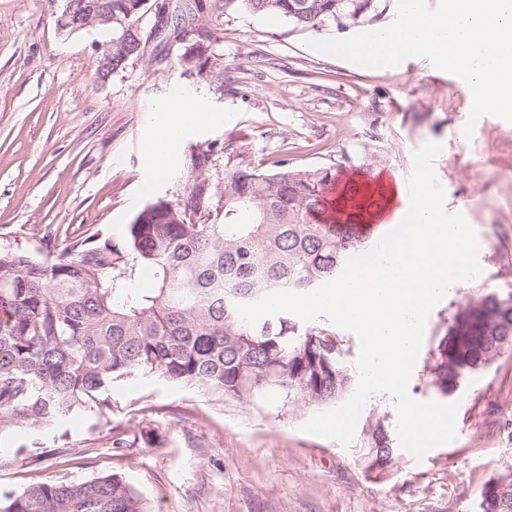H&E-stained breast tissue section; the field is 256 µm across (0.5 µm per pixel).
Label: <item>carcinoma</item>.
<instances>
[{
	"label": "carcinoma",
	"instance_id": "carcinoma-1",
	"mask_svg": "<svg viewBox=\"0 0 512 512\" xmlns=\"http://www.w3.org/2000/svg\"><path fill=\"white\" fill-rule=\"evenodd\" d=\"M141 0H112V15L141 18ZM378 0H224V10L283 18L300 29L335 25L336 15H366ZM136 32L112 47V72L136 56ZM336 171L316 168L232 172L224 183V223L189 224L201 195L168 208L146 204L120 235L100 230L73 238L38 258L0 252V441L18 432L26 442L0 446V470L61 458L68 449L51 435L70 414L112 417V382L132 374L248 400L275 393L332 405L350 377L339 339L327 327L301 331L282 313L256 315L273 297L312 294L344 276L350 259L378 244L347 220H318ZM246 211L252 222L241 224ZM152 286L140 288L143 273ZM478 305L487 317L465 335L452 327L437 346L434 383L446 394L458 370L485 367L512 344V292ZM154 441V431L112 428L121 452ZM376 459L392 448L377 425ZM0 512H147L119 474L81 481L39 482L0 498Z\"/></svg>",
	"mask_w": 512,
	"mask_h": 512
}]
</instances>
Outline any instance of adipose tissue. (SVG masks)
Masks as SVG:
<instances>
[{"label": "adipose tissue", "mask_w": 512, "mask_h": 512, "mask_svg": "<svg viewBox=\"0 0 512 512\" xmlns=\"http://www.w3.org/2000/svg\"><path fill=\"white\" fill-rule=\"evenodd\" d=\"M384 199L400 203L409 214L408 234L326 294L299 299L296 307L305 313L336 310L362 330L368 343L367 386L397 391L404 382L401 364L415 350L421 315L444 290L469 276L470 236L466 225L439 222L433 198L408 199L401 183L387 185Z\"/></svg>", "instance_id": "1"}]
</instances>
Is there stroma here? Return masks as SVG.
Segmentation results:
<instances>
[{
	"label": "stroma",
	"mask_w": 512,
	"mask_h": 512,
	"mask_svg": "<svg viewBox=\"0 0 512 512\" xmlns=\"http://www.w3.org/2000/svg\"><path fill=\"white\" fill-rule=\"evenodd\" d=\"M166 3L170 15H190L194 35L182 41L165 30L101 82L96 47L109 32L65 37L55 23L59 0H0V251L37 255L87 230L116 233L149 201L195 193L203 200L188 221L223 223L224 182L239 168L330 167L343 179L406 182L425 157L440 218L459 215L469 226L474 277L422 315L400 391L364 385L362 330L284 298L281 311L300 326L335 331L351 376L343 400L240 402L155 374L131 376L112 385V421L154 428L153 444L113 452L104 423L77 412L57 429L74 445L70 460L0 471V494L118 473L148 512H480L483 485L512 471V346L447 394L432 369L440 337L465 307L512 291V122L487 115L464 136L471 103L427 59L377 71L307 47L392 23L397 0L319 31L211 2L196 15L193 0ZM188 51L196 54L189 67L181 61ZM188 96L207 121L186 125L171 156L152 160L166 124L154 107ZM413 408L441 413L443 437L407 441ZM379 423L392 456L376 468L369 438Z\"/></svg>",
	"instance_id": "35a3bbf8"
}]
</instances>
